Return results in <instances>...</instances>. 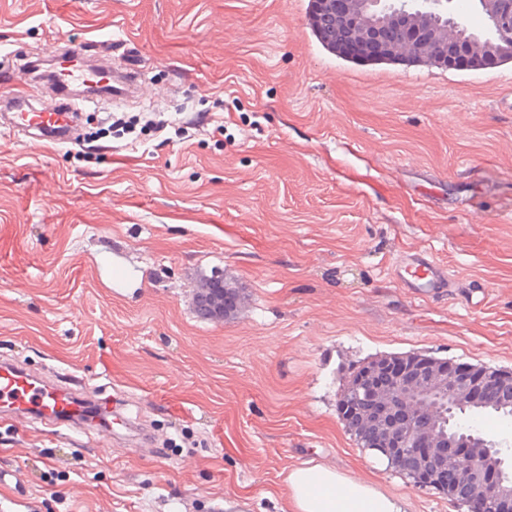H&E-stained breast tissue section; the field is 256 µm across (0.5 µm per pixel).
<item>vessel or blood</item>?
<instances>
[{
  "instance_id": "vessel-or-blood-1",
  "label": "vessel or blood",
  "mask_w": 512,
  "mask_h": 512,
  "mask_svg": "<svg viewBox=\"0 0 512 512\" xmlns=\"http://www.w3.org/2000/svg\"><path fill=\"white\" fill-rule=\"evenodd\" d=\"M97 74L81 62L62 70L60 91L51 106L39 108L25 97H0V115L7 129L25 131L52 144H71L77 106L69 94L74 86L97 81ZM393 276L399 285L418 296H431L450 286L448 269L429 252L411 251L396 262ZM0 406L34 415L51 425L85 429L89 425L88 404L78 384L62 385L45 380L24 367L0 363Z\"/></svg>"
}]
</instances>
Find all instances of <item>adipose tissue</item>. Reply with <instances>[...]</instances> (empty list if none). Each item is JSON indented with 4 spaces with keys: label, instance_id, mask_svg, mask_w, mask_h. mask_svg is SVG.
<instances>
[{
    "label": "adipose tissue",
    "instance_id": "ef3b65f1",
    "mask_svg": "<svg viewBox=\"0 0 512 512\" xmlns=\"http://www.w3.org/2000/svg\"><path fill=\"white\" fill-rule=\"evenodd\" d=\"M291 512H404L399 501L369 482H355L321 464L289 470Z\"/></svg>",
    "mask_w": 512,
    "mask_h": 512
}]
</instances>
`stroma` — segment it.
<instances>
[{
    "label": "stroma",
    "mask_w": 512,
    "mask_h": 512,
    "mask_svg": "<svg viewBox=\"0 0 512 512\" xmlns=\"http://www.w3.org/2000/svg\"><path fill=\"white\" fill-rule=\"evenodd\" d=\"M309 0H0V93L20 61L108 49L136 110L83 103L79 144L0 132V359L110 405L83 433L0 411V512H289L321 464L405 512H463L356 445L349 375L420 352L512 369V62L358 65ZM101 149L85 158L82 143ZM424 249L453 286L392 273ZM236 297L196 315L204 281Z\"/></svg>",
    "instance_id": "stroma-1"
}]
</instances>
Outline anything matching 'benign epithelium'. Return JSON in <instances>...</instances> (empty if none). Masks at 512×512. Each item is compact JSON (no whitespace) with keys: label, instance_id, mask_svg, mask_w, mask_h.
<instances>
[{"label":"benign epithelium","instance_id":"7a95c632","mask_svg":"<svg viewBox=\"0 0 512 512\" xmlns=\"http://www.w3.org/2000/svg\"><path fill=\"white\" fill-rule=\"evenodd\" d=\"M317 19L336 17L337 0H310ZM485 41L476 34L452 39L438 31L404 34V27L382 37L375 24L382 0H359L356 9L341 16L339 26L319 31L325 44L336 49L345 34L362 55L378 51L387 58L410 57L451 70L464 56L469 69L487 62H512V0H481ZM448 402V421L455 411L481 407L493 400L512 406V370L469 364L452 370L448 361L421 353L384 356L355 371L339 395L340 414L349 431H360L366 448L386 459L390 468L408 476L419 489H434L468 512H512V476L505 473L501 444L475 431L441 429L435 423L438 399ZM474 448L473 454L460 447Z\"/></svg>","mask_w":512,"mask_h":512}]
</instances>
